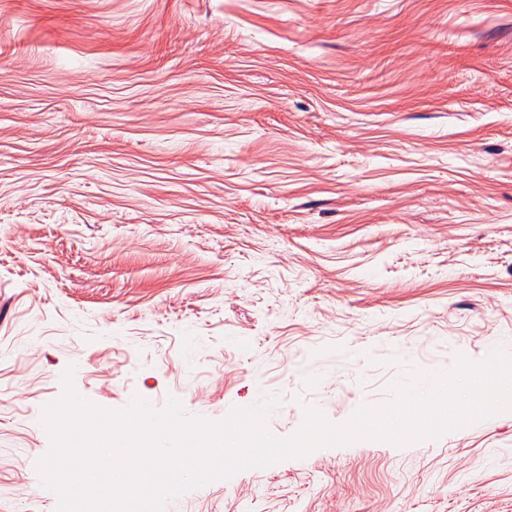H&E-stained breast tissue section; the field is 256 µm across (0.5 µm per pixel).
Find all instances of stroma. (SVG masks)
I'll return each instance as SVG.
<instances>
[{"label": "stroma", "mask_w": 512, "mask_h": 512, "mask_svg": "<svg viewBox=\"0 0 512 512\" xmlns=\"http://www.w3.org/2000/svg\"><path fill=\"white\" fill-rule=\"evenodd\" d=\"M512 337V0H0V512L74 390L291 437ZM182 512H512V412Z\"/></svg>", "instance_id": "stroma-1"}]
</instances>
